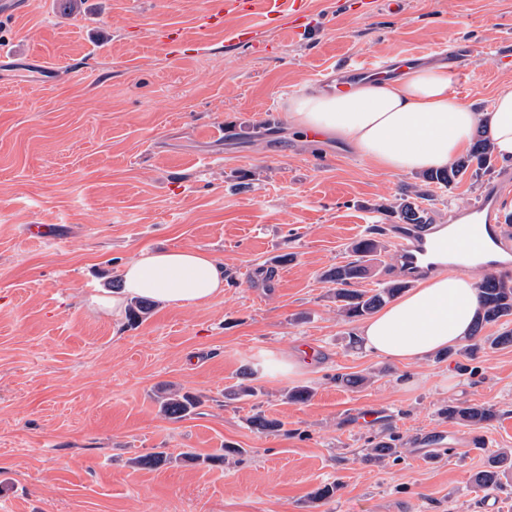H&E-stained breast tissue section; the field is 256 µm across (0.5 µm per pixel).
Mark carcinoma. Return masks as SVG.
Here are the masks:
<instances>
[{
	"label": "carcinoma",
	"mask_w": 512,
	"mask_h": 512,
	"mask_svg": "<svg viewBox=\"0 0 512 512\" xmlns=\"http://www.w3.org/2000/svg\"><path fill=\"white\" fill-rule=\"evenodd\" d=\"M492 158L493 153L488 139L480 135L474 141L471 150L452 167L443 171L430 172L426 174L425 180L430 184L451 188L459 184L467 174L477 176L489 170L492 166ZM385 210L398 215L409 224H421L427 215L426 210L404 197L401 198L400 203L387 206ZM382 235H384L383 228L377 226L370 229L368 235L350 244L352 260L324 272V279L336 286L334 296L338 303V310L347 319L354 320L370 315L387 300L409 288V285L400 280L390 281L372 292L356 288L359 280L369 274L372 262L379 260L382 253L387 250L386 242L380 239ZM478 292L481 313L475 332H480L488 323L512 317L511 281L490 274L479 283ZM158 402L161 412L173 420L184 419L199 405L195 396L179 391L162 393L158 397ZM445 414L450 421L479 424L492 419L494 411L479 404L450 405L445 409ZM509 471H512V456L505 452H498L489 457L485 469L476 474L475 481L480 485L498 487Z\"/></svg>",
	"instance_id": "1"
}]
</instances>
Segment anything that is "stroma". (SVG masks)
Here are the masks:
<instances>
[{
    "label": "stroma",
    "mask_w": 512,
    "mask_h": 512,
    "mask_svg": "<svg viewBox=\"0 0 512 512\" xmlns=\"http://www.w3.org/2000/svg\"><path fill=\"white\" fill-rule=\"evenodd\" d=\"M350 2L308 0L315 32L261 26L257 48L231 41L227 15L188 58L151 33L193 29L203 0H25L0 20V512H484L473 476L512 450V347L379 357L354 343L322 274L371 226L398 223L382 207L405 188L424 187L421 207L444 219L504 169L427 186L304 136L282 103L346 62L459 43L478 58L453 87L488 109L512 78V0H376L364 14ZM43 62L60 76L37 86ZM33 224L53 239L28 237ZM145 247L210 251L230 274L223 296L136 324L87 308ZM310 349L305 374H282L280 352ZM246 367L258 393L238 397ZM356 374L371 383L343 384ZM297 386L308 402L287 399ZM167 388L199 407L168 419ZM474 403L496 412L474 429L483 449L413 446L468 434L441 411ZM364 407L381 424L354 425ZM256 415L281 430H257ZM391 434L400 458L367 459ZM159 450L170 462L138 465Z\"/></svg>",
    "instance_id": "1"
}]
</instances>
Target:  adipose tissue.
Here are the masks:
<instances>
[{"label": "adipose tissue", "instance_id": "1", "mask_svg": "<svg viewBox=\"0 0 512 512\" xmlns=\"http://www.w3.org/2000/svg\"><path fill=\"white\" fill-rule=\"evenodd\" d=\"M293 127L336 137L360 157L391 173L451 166L488 127L493 152L512 163V81L496 92L487 111L460 99L447 65H411L393 78L315 87L283 103ZM120 291L91 295V308L121 318L128 300L146 298L160 306L202 307L224 293L228 272L200 248H144L124 265ZM479 311L472 276L438 271L416 288L367 318L356 329L366 350L412 363L454 348L470 338Z\"/></svg>", "mask_w": 512, "mask_h": 512}]
</instances>
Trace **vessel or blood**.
<instances>
[{
	"label": "vessel or blood",
	"mask_w": 512,
	"mask_h": 512,
	"mask_svg": "<svg viewBox=\"0 0 512 512\" xmlns=\"http://www.w3.org/2000/svg\"><path fill=\"white\" fill-rule=\"evenodd\" d=\"M261 14L271 29L288 28V20L306 13L304 0H207V7L197 19V35L189 37L182 29L168 28L155 33V43L173 56L196 54L203 46V36L224 30V18L235 14L248 17ZM499 191L491 186L471 210L453 216L449 227L428 224L392 225L393 242L405 270L422 276L436 270V257L447 253L448 268L462 269L470 261L489 270L512 268V247L501 241L498 225L490 221V212Z\"/></svg>",
	"instance_id": "1"
}]
</instances>
